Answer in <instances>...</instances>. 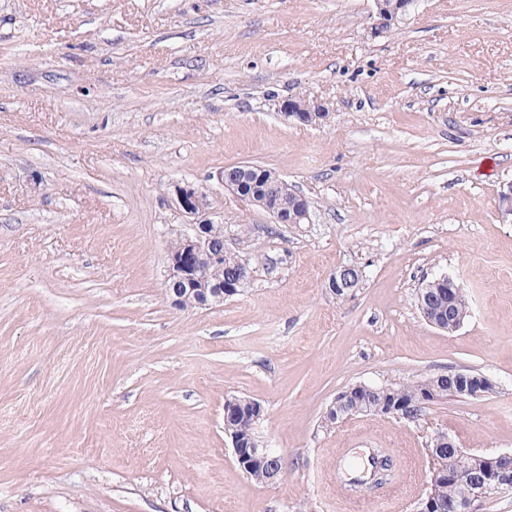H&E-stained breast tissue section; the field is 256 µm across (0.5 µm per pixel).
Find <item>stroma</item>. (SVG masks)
<instances>
[{
	"label": "stroma",
	"mask_w": 512,
	"mask_h": 512,
	"mask_svg": "<svg viewBox=\"0 0 512 512\" xmlns=\"http://www.w3.org/2000/svg\"><path fill=\"white\" fill-rule=\"evenodd\" d=\"M0 0V512H416L427 435L512 452V0ZM326 102L284 121L279 101ZM312 205L275 224L224 167ZM202 187L251 275L209 309L164 297ZM362 271L345 298L337 266ZM446 275L448 333L416 292ZM453 369L491 393L419 423L327 424L342 391ZM259 401L284 478L239 469L224 402ZM373 22L370 27L371 37L389 33L411 11L417 0H373ZM279 111L286 120L293 119L307 125L321 124V121H326L330 114L325 103L300 96L282 100ZM262 167L263 166H259ZM252 169L249 164L236 167H225L220 178L225 188L237 196L246 199L257 208L265 210L276 224H308L311 223L310 202L303 195L290 189L288 181L272 170ZM253 178L259 191L247 190L244 175ZM263 196V197H262ZM262 197V198H261ZM261 198V199H260ZM437 279V277L433 278L419 288L423 298L427 294L429 295L428 307L430 308V312H427V315L448 328L449 308V311H451L456 318L455 324L457 325L460 322L463 324L469 313V306L466 297L464 296V298L460 299H448V297H461L463 295L461 287L452 278L448 276H441L438 281L443 285L448 284V293L447 291L442 292L441 288L443 287L437 282ZM422 313L428 324L439 330L447 331V329L439 327L431 318L427 317L424 310Z\"/></svg>",
	"instance_id": "stroma-1"
}]
</instances>
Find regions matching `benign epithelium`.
Returning a JSON list of instances; mask_svg holds the SVG:
<instances>
[{
  "label": "benign epithelium",
  "mask_w": 512,
  "mask_h": 512,
  "mask_svg": "<svg viewBox=\"0 0 512 512\" xmlns=\"http://www.w3.org/2000/svg\"><path fill=\"white\" fill-rule=\"evenodd\" d=\"M373 22L370 36L373 38L389 33L411 11L417 0H373ZM279 111L285 119H293L302 124L318 125L329 117V107L305 97H290L281 102ZM253 178L259 191L247 190L244 176ZM224 187L249 203L261 207L277 224L312 223L310 202L303 195L290 189L288 181L272 170L252 169L244 164L226 167L220 175ZM175 201L179 209L191 222L185 225L177 236V246L169 248L164 279L165 295L174 308H183V303L194 299L202 307H210L224 302V298L237 294L250 278L248 266H242L237 281L231 286L211 280L207 271L211 267L224 264V252L212 249V222L207 218L209 202L207 194L190 183L173 185ZM361 279V271L354 265H341L328 278V288L336 292L338 288H350ZM448 386L469 397H480L493 390V382L486 376L455 371L448 374ZM355 388L339 393L336 401L328 406L325 416L330 423L350 418L343 412L336 413V403L352 396ZM252 407L253 418L261 419L264 408L251 398H232L224 404V421L237 413L241 403ZM437 445L427 448L430 468L427 474V491L420 499L418 512H441L434 500L432 489L444 478L452 475L449 461L465 464L471 460L479 462V471L474 475L469 499H485L507 494L512 491V480L506 475L504 464L512 460L509 453L478 452L465 448L448 432L437 431L430 436ZM235 460L244 474H249L253 464L260 462L267 466V482L274 483L283 473L282 457L274 449L258 443L253 448H243L236 437H231Z\"/></svg>",
  "instance_id": "7a95c632"
}]
</instances>
